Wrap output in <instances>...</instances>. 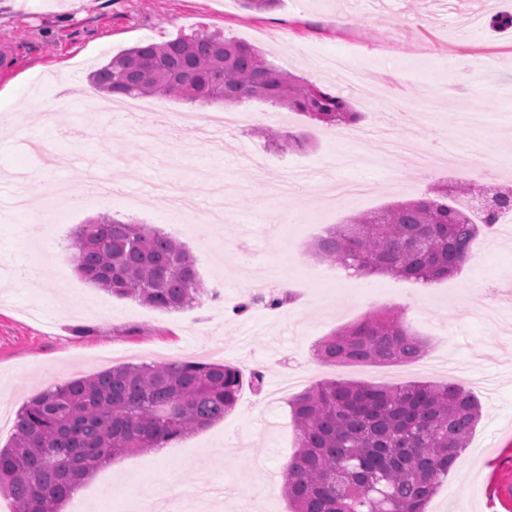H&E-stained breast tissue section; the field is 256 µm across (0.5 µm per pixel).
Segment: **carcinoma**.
I'll return each mask as SVG.
<instances>
[{
    "label": "carcinoma",
    "instance_id": "carcinoma-1",
    "mask_svg": "<svg viewBox=\"0 0 512 512\" xmlns=\"http://www.w3.org/2000/svg\"><path fill=\"white\" fill-rule=\"evenodd\" d=\"M110 94L240 105L260 100L326 127L360 119L349 99L270 63L234 39L200 34L143 42L92 76ZM512 211V187L437 183L421 198L353 215L313 244L322 259L357 274L433 282L458 273L482 230ZM78 275L118 298L163 310L206 293L195 261L150 224L100 216L74 238ZM426 342L389 307L320 340L327 364H404ZM240 371L224 363L121 365L58 383L18 412L0 448V494L13 512H59L75 485L115 457L164 448L224 419L238 401ZM298 449L281 467L291 512H426L466 450L481 416L457 384L403 386L330 380L288 401Z\"/></svg>",
    "mask_w": 512,
    "mask_h": 512
}]
</instances>
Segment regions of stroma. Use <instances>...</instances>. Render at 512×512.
I'll list each match as a JSON object with an SVG mask.
<instances>
[{
	"label": "stroma",
	"instance_id": "35a3bbf8",
	"mask_svg": "<svg viewBox=\"0 0 512 512\" xmlns=\"http://www.w3.org/2000/svg\"><path fill=\"white\" fill-rule=\"evenodd\" d=\"M390 12L375 16L352 8L351 0H282L273 10L245 11L239 0H14L0 7V90L16 88L24 98H52L58 84L86 85L90 74L112 56L145 41L160 42L198 31L250 44L276 66L307 80H324L314 68L318 51L343 49L355 38L359 62L368 65L380 90L406 101L404 117L353 98L362 114L358 129L391 122L410 147L392 157L367 137L343 145L330 129L300 113L279 110L263 119L270 106L248 102L258 120L236 135L237 154H212L201 141L173 139L164 127L148 139L134 131L113 130L106 113L75 101L73 111H59L53 125L37 113L25 124L0 136V259L15 268L45 260L40 290L0 278V414L16 417L35 393L64 379L88 376L123 364L203 361L204 349L216 346L227 364L237 367L242 387L235 409L224 420L151 453L120 456L85 481L68 512H85L101 498L112 500V512H139L143 500L190 507L194 496L212 486L224 488L223 512H289L279 472L295 451L288 397L276 393L281 377H300V389L331 379L407 384L446 383L438 363L448 360L472 374L468 388L482 405V417L471 434L457 469L438 487L427 512H512V497L500 487L512 483V301L502 302L494 321H485L488 284H512V223L498 224L483 236L482 260H469L453 277L432 284L338 270L333 287H309L307 274L326 269L312 251L328 228L357 213L395 201L420 197L425 185L393 183L394 171H409L418 155L436 142L473 147L480 161L499 165L512 178V99L495 100L488 116L496 131L488 137L448 123L439 113L423 110L435 88L452 84L453 104L481 98L480 81L512 82V28L494 29L490 18L512 13V0H388ZM351 22L337 27L336 17ZM457 57L458 77L440 64L445 54ZM493 55L497 65L484 78L467 75L477 57ZM414 71L412 80L389 88L399 70ZM79 126L82 138L71 141L69 154L108 165L116 146L133 163L125 173L126 196L106 208L63 205L64 217L42 241L26 236V215L13 208L14 174H30L23 189L42 199L54 176L42 172L30 145L55 146L61 133ZM303 132L310 139L301 150L268 146L263 130ZM307 173L306 191L283 198L277 189L282 169ZM370 181L369 194L340 207L328 205L337 181ZM173 180L184 194L207 200L213 184L231 183L244 193L223 226L201 237L187 221L162 225L196 259L207 288L192 307L161 311L130 299H119L82 280L75 271L71 235L88 219L110 214L123 221L160 225L167 205L155 195V183ZM293 209L297 220L283 225L281 211ZM290 271L297 279L294 298L280 308L260 306L235 313L253 291L252 269ZM220 298H212V291ZM400 306L406 323L428 339L427 353L408 364L381 365L319 362L313 347L322 337L379 308ZM261 371L253 387L252 371Z\"/></svg>",
	"mask_w": 512,
	"mask_h": 512
}]
</instances>
